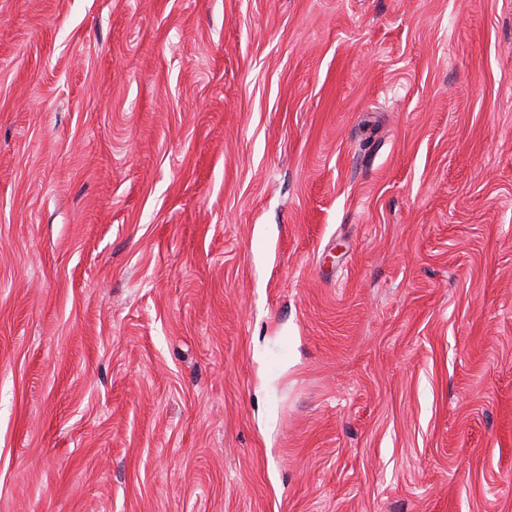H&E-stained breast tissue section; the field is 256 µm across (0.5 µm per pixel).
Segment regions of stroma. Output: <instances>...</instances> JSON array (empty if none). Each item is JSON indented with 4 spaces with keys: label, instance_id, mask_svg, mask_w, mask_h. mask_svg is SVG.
Here are the masks:
<instances>
[{
    "label": "stroma",
    "instance_id": "stroma-1",
    "mask_svg": "<svg viewBox=\"0 0 512 512\" xmlns=\"http://www.w3.org/2000/svg\"><path fill=\"white\" fill-rule=\"evenodd\" d=\"M0 512H512V0H0Z\"/></svg>",
    "mask_w": 512,
    "mask_h": 512
}]
</instances>
